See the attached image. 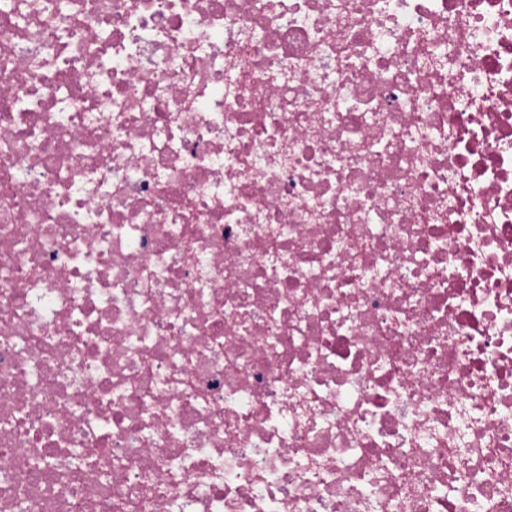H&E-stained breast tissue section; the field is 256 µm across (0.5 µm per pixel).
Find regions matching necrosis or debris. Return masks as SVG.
Segmentation results:
<instances>
[{"mask_svg":"<svg viewBox=\"0 0 512 512\" xmlns=\"http://www.w3.org/2000/svg\"><path fill=\"white\" fill-rule=\"evenodd\" d=\"M0 512H512V0H0Z\"/></svg>","mask_w":512,"mask_h":512,"instance_id":"4bbe7bcc","label":"necrosis or debris"}]
</instances>
